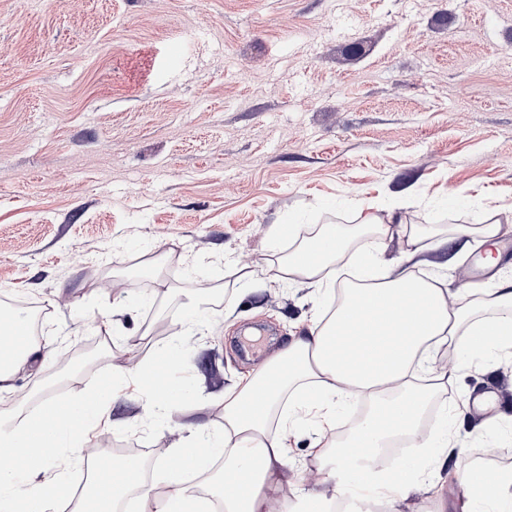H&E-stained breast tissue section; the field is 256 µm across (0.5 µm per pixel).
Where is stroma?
<instances>
[{
	"label": "stroma",
	"instance_id": "1",
	"mask_svg": "<svg viewBox=\"0 0 512 512\" xmlns=\"http://www.w3.org/2000/svg\"><path fill=\"white\" fill-rule=\"evenodd\" d=\"M512 225V0H0V306L22 297L49 351L21 364L0 411L95 388L156 346H185L195 394L154 419L116 396L91 437L156 460L223 423L224 397L331 297L284 280L275 238L357 221ZM481 243L425 245L418 274L458 290L512 282L472 267ZM82 261H75V254ZM215 297L189 324L185 291ZM92 358L59 377L63 361ZM439 405L485 467L512 465V361L484 374L456 353ZM308 421L289 465L332 491Z\"/></svg>",
	"mask_w": 512,
	"mask_h": 512
}]
</instances>
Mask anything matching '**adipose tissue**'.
<instances>
[{"instance_id":"adipose-tissue-1","label":"adipose tissue","mask_w":512,"mask_h":512,"mask_svg":"<svg viewBox=\"0 0 512 512\" xmlns=\"http://www.w3.org/2000/svg\"><path fill=\"white\" fill-rule=\"evenodd\" d=\"M502 224L488 213L474 224H415L406 248L392 264L380 252L354 248L353 237L383 241L392 225L374 213L363 214L348 232L321 228L307 235L288 227L296 248L278 258L281 271L320 280L331 266L363 269V284L347 283L334 309L316 319L257 371L240 378L224 398L219 432H193L170 456L150 462L122 455L111 463L112 477L92 479L85 500H75L69 472L86 467L90 434L107 420L115 391L140 390L153 365L135 363L93 391L40 401L31 412L0 418V512H269L285 491L296 492L301 512H325L327 498L301 490L296 471L287 469L290 439L302 415L317 417L337 434L332 448L315 449L318 461H330L328 477L349 476L367 493L381 494L387 512L399 501L419 498L417 512H512V468L500 469L493 484L476 477L480 462L457 453L445 425L420 430L424 413L448 385V372L435 368L442 351L455 349L494 368L512 358V289L466 288L453 293L437 281L417 275L410 263L424 240L443 235L487 244L501 236ZM363 402L366 414L339 428L336 410ZM409 436L429 449L432 474L415 467L414 457L385 473L377 467L381 448L396 436ZM360 449L363 466L349 473L343 451ZM453 463V480L442 471ZM52 473L48 486L36 483ZM202 476L201 487L188 474Z\"/></svg>"}]
</instances>
